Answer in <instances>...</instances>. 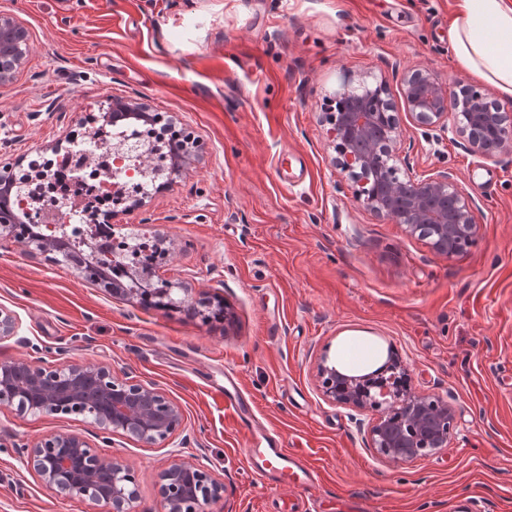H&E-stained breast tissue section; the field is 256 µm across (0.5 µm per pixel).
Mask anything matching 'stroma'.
<instances>
[{
	"instance_id": "obj_1",
	"label": "stroma",
	"mask_w": 512,
	"mask_h": 512,
	"mask_svg": "<svg viewBox=\"0 0 512 512\" xmlns=\"http://www.w3.org/2000/svg\"><path fill=\"white\" fill-rule=\"evenodd\" d=\"M455 12L456 0H0L29 32L0 84V159L67 151L125 99L204 146L201 163L112 221L157 237L168 258L152 277L183 285L184 309L114 296L0 229V309L19 322L0 363H102L184 410L175 436L149 447L80 415L0 405V512H106L28 466L33 443L59 431L132 469L134 512H161V475L182 459L224 485L206 512H336L362 495L376 512H512V148L483 159L402 115L406 70L452 92L474 84L450 50ZM382 82L411 175L452 171L482 214L462 255L374 214L334 164L330 105ZM204 300L227 321L192 315ZM391 350L412 392L447 401L457 422L447 448L405 464L377 455L371 411L326 400L318 377L321 360L362 375ZM228 368L258 428L308 454L314 484L272 493L251 473L252 434L211 388Z\"/></svg>"
}]
</instances>
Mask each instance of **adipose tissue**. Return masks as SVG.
<instances>
[{
	"label": "adipose tissue",
	"instance_id": "adipose-tissue-1",
	"mask_svg": "<svg viewBox=\"0 0 512 512\" xmlns=\"http://www.w3.org/2000/svg\"><path fill=\"white\" fill-rule=\"evenodd\" d=\"M449 39L461 67L512 96V0H458Z\"/></svg>",
	"mask_w": 512,
	"mask_h": 512
}]
</instances>
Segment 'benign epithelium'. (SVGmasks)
<instances>
[{
    "mask_svg": "<svg viewBox=\"0 0 512 512\" xmlns=\"http://www.w3.org/2000/svg\"><path fill=\"white\" fill-rule=\"evenodd\" d=\"M27 31L14 17L0 15V83L10 80L21 65L15 48L25 44ZM356 97L354 107L338 117L328 116L335 138L345 139L339 148L337 166L355 178L376 173L387 181L384 196L363 199L376 214L406 226L414 234L421 226L434 223L437 235L430 246L443 257L456 251L448 249V240L472 241L479 230V209L462 189L455 175L440 171L424 179L410 175L408 157L403 155L398 122L381 139L369 135L374 112L370 101L373 91ZM401 95L409 118L418 126H438L462 138L469 150L492 158L512 142V117L503 112L486 111L485 93L472 86L462 95L448 93V85L432 73L407 71L401 81ZM151 118L147 107L136 101L113 106V113L102 119L121 118L128 113ZM139 147L124 142L110 145L113 164L120 170ZM125 169V168H123ZM129 177L132 169H125ZM322 395L333 402L355 408H370L377 417L370 423L369 435L375 452L394 463L429 457L448 447L456 428L455 411L440 398L397 393L381 387L373 403L365 401L359 384L363 376L342 373L321 360L318 365ZM25 381L28 400L22 411L59 413L89 397L99 399L106 411L97 425L150 447L167 442L181 428L184 413L179 403L161 392L152 382L131 383L116 378L104 364H69L63 368L45 367L17 360L0 364V404L11 405L18 398L15 382ZM401 410L422 426L414 441L405 440L388 421L389 413ZM28 463L41 483L50 491L87 497L91 502L109 506V512H131L136 500V483L131 469L115 457L90 447L80 435L52 433L35 443ZM224 485L204 467L189 461L173 463L164 471L159 495L162 512H204V505L220 498Z\"/></svg>",
    "mask_w": 512,
    "mask_h": 512,
    "instance_id": "benign-epithelium-1",
    "label": "benign epithelium"
}]
</instances>
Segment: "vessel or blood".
I'll use <instances>...</instances> for the list:
<instances>
[{
    "label": "vessel or blood",
    "mask_w": 512,
    "mask_h": 512,
    "mask_svg": "<svg viewBox=\"0 0 512 512\" xmlns=\"http://www.w3.org/2000/svg\"><path fill=\"white\" fill-rule=\"evenodd\" d=\"M225 378L227 385L222 390L225 404L233 410L240 425H249L251 408L238 378L230 372L226 373ZM247 459L254 474L269 480L278 488L307 484L314 479V472L304 457L284 448L281 441L273 436L268 437L266 447L248 449Z\"/></svg>",
    "instance_id": "b4317fda"
}]
</instances>
